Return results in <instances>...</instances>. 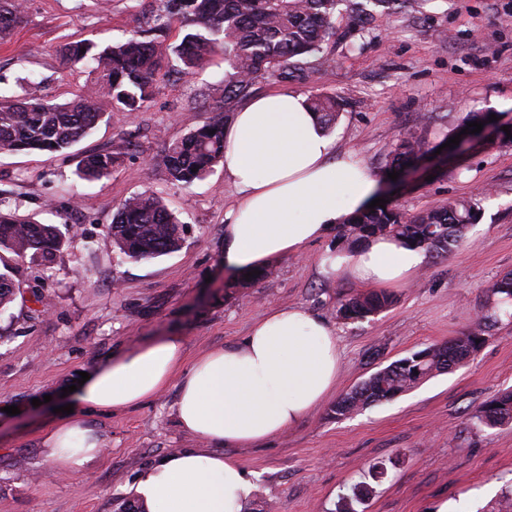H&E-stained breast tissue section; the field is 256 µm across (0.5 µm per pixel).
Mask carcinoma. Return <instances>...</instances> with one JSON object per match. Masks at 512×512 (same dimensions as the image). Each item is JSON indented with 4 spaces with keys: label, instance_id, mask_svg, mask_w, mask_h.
<instances>
[{
    "label": "carcinoma",
    "instance_id": "1",
    "mask_svg": "<svg viewBox=\"0 0 512 512\" xmlns=\"http://www.w3.org/2000/svg\"><path fill=\"white\" fill-rule=\"evenodd\" d=\"M353 22L364 23L369 7L408 9L416 0H158V18L177 20L190 28L173 53L182 71L191 74L209 55L224 53V115L194 127L165 148L163 162L176 182L192 184L224 164V122L239 102L248 98L262 79L277 74L283 79L303 77L315 69L311 61L320 46L336 35L338 2ZM20 0H0V35L22 18ZM158 28L91 53V45L79 41L67 46L65 56L72 63H92L95 84L71 102L50 104L34 92L21 97H0V150L65 152L88 134L109 112H137L163 81L162 50ZM325 128L336 121L338 102L327 95L308 99ZM428 151L415 137L398 140L390 166L399 167ZM120 160V153L98 152L86 156L79 177L99 180L108 176ZM0 195V263L3 254L18 261L38 258L50 263L63 244L64 234L54 224L20 219L4 210ZM476 200L450 199L448 203L407 216L389 206L365 209L343 226L341 238L353 247L384 236L429 253L447 254L459 248L476 224ZM112 244L119 254L140 262L171 254L183 241L184 226L163 202L147 191L119 204L109 227ZM492 296L506 303L512 299V273L490 286ZM16 298V286L9 273L0 272V313ZM387 295L356 293L342 301L337 315L363 319L387 308ZM484 339L475 329L446 344L431 345L409 357L377 370L336 403L334 412L346 415L405 393L437 373L452 369L470 358ZM473 418L487 428L512 423V390L479 407Z\"/></svg>",
    "mask_w": 512,
    "mask_h": 512
}]
</instances>
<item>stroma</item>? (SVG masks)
<instances>
[{
	"instance_id": "1",
	"label": "stroma",
	"mask_w": 512,
	"mask_h": 512,
	"mask_svg": "<svg viewBox=\"0 0 512 512\" xmlns=\"http://www.w3.org/2000/svg\"><path fill=\"white\" fill-rule=\"evenodd\" d=\"M157 0H26L24 17L0 40V92L36 83L50 103L81 94L94 76L67 64V44L98 47L154 25ZM337 9L336 35L303 80L271 77L255 94H325L340 104L338 148L384 174L395 142L416 135L440 147L465 120L497 117L469 151L449 156L437 172L417 161L412 177L383 183L391 207L413 215L451 198L474 197L482 217L454 252L428 255L407 283L390 289L392 304L356 320L336 314L360 291L348 278L320 271L344 250L339 231L298 257L272 260V277L244 284L224 270V213L236 200L223 168L186 186L173 182L162 156L168 142L218 117L225 64L212 55L170 77L137 112H112L63 153L0 151V189L18 215L72 228L50 270L13 265L19 288L0 314V512H116L135 496L142 473L176 449L196 447L174 412L177 385L156 399L89 421L105 453L67 477L48 462L43 435L77 384L113 352L166 335L186 339V355L241 342L272 306L311 309L339 337L341 370L333 393L294 428L256 445L231 449L255 491L246 512H338L359 494L355 512H485L512 483V425L476 429L471 417L499 392L512 390V317L490 285L512 273V0H425L417 11L374 12L357 32ZM121 151L112 174L86 181L81 158ZM151 190L184 226L176 253L133 262L113 249L109 226L125 198ZM485 321L477 353L399 397L347 416L333 407L390 363L448 342ZM17 406L11 416L7 407Z\"/></svg>"
}]
</instances>
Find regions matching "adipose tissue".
<instances>
[{
	"mask_svg": "<svg viewBox=\"0 0 512 512\" xmlns=\"http://www.w3.org/2000/svg\"><path fill=\"white\" fill-rule=\"evenodd\" d=\"M224 177L237 191L226 215L219 262L250 271L300 254L376 199L379 177L337 148L303 94L279 91L250 99L224 130ZM426 253L383 238L322 260L324 275L372 288L407 282ZM341 356L335 329L301 307L275 306L242 342L187 359L185 339L164 336L115 355L76 390L74 411L46 431L47 459L60 474L103 454L91 413H119L178 384L182 430L206 446L179 450L150 467L138 494L148 512H243L255 486L222 445H253L280 436L332 393Z\"/></svg>",
	"mask_w": 512,
	"mask_h": 512,
	"instance_id": "1",
	"label": "adipose tissue"
}]
</instances>
